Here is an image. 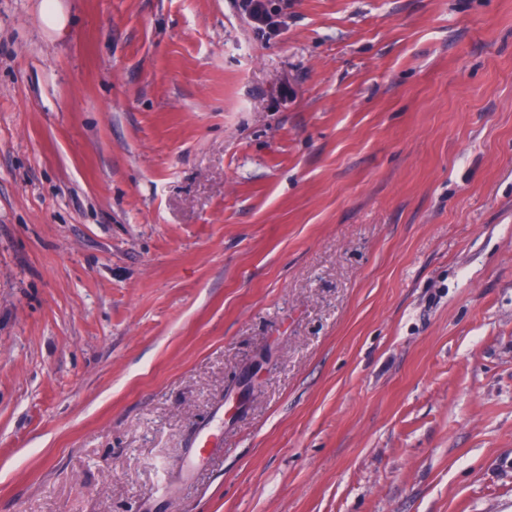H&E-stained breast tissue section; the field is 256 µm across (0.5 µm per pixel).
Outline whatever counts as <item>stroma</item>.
Listing matches in <instances>:
<instances>
[{"label": "stroma", "instance_id": "35a3bbf8", "mask_svg": "<svg viewBox=\"0 0 512 512\" xmlns=\"http://www.w3.org/2000/svg\"><path fill=\"white\" fill-rule=\"evenodd\" d=\"M41 3L0 512H512V0Z\"/></svg>", "mask_w": 512, "mask_h": 512}]
</instances>
